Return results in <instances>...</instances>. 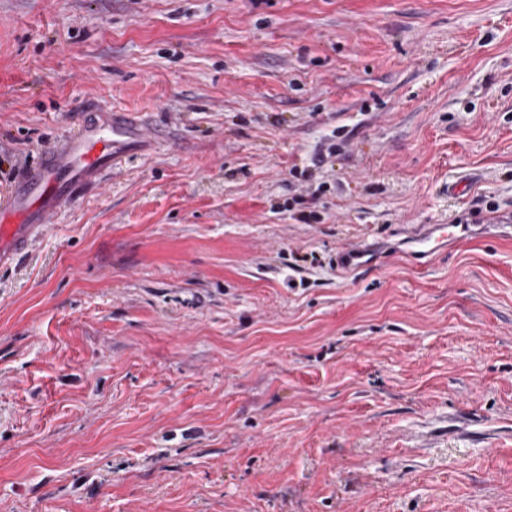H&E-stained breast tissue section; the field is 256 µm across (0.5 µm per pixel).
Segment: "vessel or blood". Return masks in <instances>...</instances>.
Instances as JSON below:
<instances>
[{"instance_id":"obj_1","label":"vessel or blood","mask_w":512,"mask_h":512,"mask_svg":"<svg viewBox=\"0 0 512 512\" xmlns=\"http://www.w3.org/2000/svg\"><path fill=\"white\" fill-rule=\"evenodd\" d=\"M169 139L167 123L138 112L116 113L100 105L78 110L73 132L44 150L0 201V268L12 267L44 233L48 216L98 185L123 154L147 155ZM469 232L466 224L410 227L403 231L404 252L413 260L429 261L443 243ZM376 261L371 244L362 243L340 250L336 269L349 273Z\"/></svg>"}]
</instances>
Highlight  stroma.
Segmentation results:
<instances>
[{
  "mask_svg": "<svg viewBox=\"0 0 512 512\" xmlns=\"http://www.w3.org/2000/svg\"><path fill=\"white\" fill-rule=\"evenodd\" d=\"M90 101L173 138L0 270V512H512V229L398 247L512 211V0H0V200ZM474 213L468 211L458 212L454 215V223L448 219V224H424L412 225L403 230V252L415 260L423 263L430 262L438 253L443 243L448 239H464L470 232V225H473ZM427 227V229L425 228ZM378 260L370 243H362L340 250L336 254V271L350 273L372 267Z\"/></svg>",
  "mask_w": 512,
  "mask_h": 512,
  "instance_id": "stroma-1",
  "label": "stroma"
}]
</instances>
